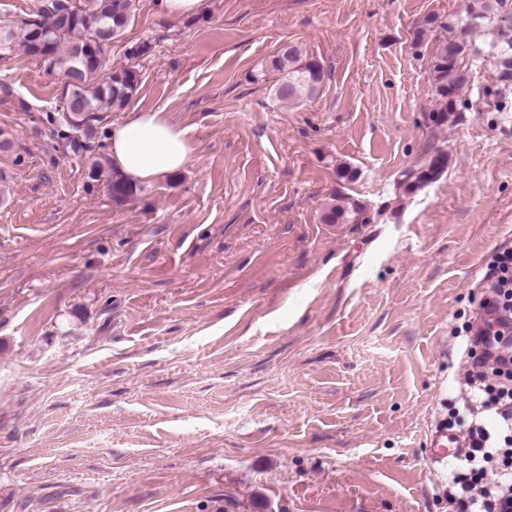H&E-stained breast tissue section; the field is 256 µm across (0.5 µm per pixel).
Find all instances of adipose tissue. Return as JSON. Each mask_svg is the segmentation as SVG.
<instances>
[{"instance_id": "adipose-tissue-1", "label": "adipose tissue", "mask_w": 512, "mask_h": 512, "mask_svg": "<svg viewBox=\"0 0 512 512\" xmlns=\"http://www.w3.org/2000/svg\"><path fill=\"white\" fill-rule=\"evenodd\" d=\"M109 143L113 167L135 185L182 171L194 152L187 129L160 110L128 112L113 125Z\"/></svg>"}]
</instances>
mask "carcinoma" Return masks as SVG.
Segmentation results:
<instances>
[{"mask_svg":"<svg viewBox=\"0 0 512 512\" xmlns=\"http://www.w3.org/2000/svg\"><path fill=\"white\" fill-rule=\"evenodd\" d=\"M40 10L52 8L67 13V22L59 25L47 39L34 37L33 23L21 19L9 23L0 19V54L22 51L45 70L68 80L66 96L57 111L65 109L83 113L77 128L61 134L73 153L95 151L97 124L108 112L124 109L138 87V72L133 67H112L108 47L98 40L114 41L121 37L134 17L136 0H42ZM466 14L475 15L478 24L466 18L448 19V39L437 48L431 61L435 105L431 121L442 126L448 113L458 111V96L470 81V60L475 49L469 34L488 30L491 41L488 53L494 59L497 81L501 88L512 90V0H468ZM268 67L280 75L275 94L281 100L299 101L317 95L325 81L321 62L305 57L292 43L280 49ZM448 166V153L429 149L402 173L401 187L410 193L432 182ZM93 180L105 179L112 201L121 205L135 197L141 187L129 183L119 172L105 171L96 160L91 166ZM363 209L356 202L335 204L323 215L327 224L358 221Z\"/></svg>","mask_w":512,"mask_h":512,"instance_id":"cac0c4a2","label":"carcinoma"}]
</instances>
